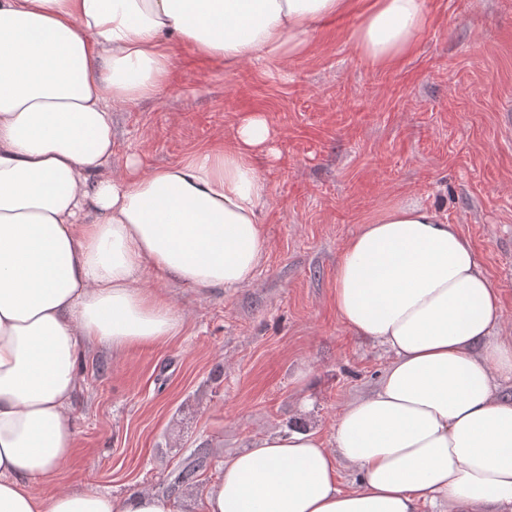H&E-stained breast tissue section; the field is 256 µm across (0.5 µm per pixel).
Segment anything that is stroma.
Wrapping results in <instances>:
<instances>
[{
  "label": "stroma",
  "mask_w": 512,
  "mask_h": 512,
  "mask_svg": "<svg viewBox=\"0 0 512 512\" xmlns=\"http://www.w3.org/2000/svg\"><path fill=\"white\" fill-rule=\"evenodd\" d=\"M369 0L317 26L289 60L232 72L173 47L171 83L112 112V167L146 166L231 139L261 112L277 160L256 167L269 186V240L253 281L231 292L148 280L182 319L171 339L84 349L72 414L77 448L59 469L65 489L115 497L171 494L203 512L226 458L292 428L330 437L339 410L371 391L390 353L354 336L332 304L345 240L385 206L434 209L470 239L503 292L512 332V0H426L412 53L390 69L361 58L352 30ZM196 485L167 492L200 446Z\"/></svg>",
  "instance_id": "obj_1"
}]
</instances>
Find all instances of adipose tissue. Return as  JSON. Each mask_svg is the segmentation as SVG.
I'll list each match as a JSON object with an SVG mask.
<instances>
[{
	"label": "adipose tissue",
	"instance_id": "obj_1",
	"mask_svg": "<svg viewBox=\"0 0 512 512\" xmlns=\"http://www.w3.org/2000/svg\"><path fill=\"white\" fill-rule=\"evenodd\" d=\"M426 0H371L353 40L389 68L415 47ZM349 0H0V512H181L149 491L62 490L72 402L88 345L175 336L181 319L147 277L191 288L251 282L269 242L276 158L264 113L230 142L144 171L112 168V109L156 95L173 43L234 70L288 60ZM337 317L393 358L337 414L331 439L268 435L225 461L205 512H512V336L502 290L468 238L396 202L343 244ZM360 477L342 489L341 467Z\"/></svg>",
	"mask_w": 512,
	"mask_h": 512
}]
</instances>
